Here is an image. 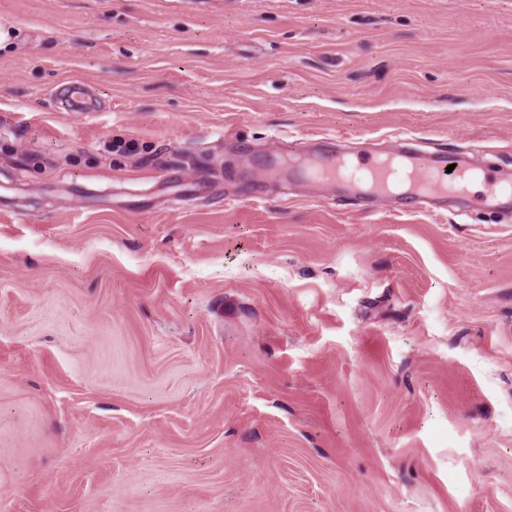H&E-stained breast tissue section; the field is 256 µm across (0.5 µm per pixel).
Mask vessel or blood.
Segmentation results:
<instances>
[{
  "instance_id": "obj_1",
  "label": "vessel or blood",
  "mask_w": 512,
  "mask_h": 512,
  "mask_svg": "<svg viewBox=\"0 0 512 512\" xmlns=\"http://www.w3.org/2000/svg\"><path fill=\"white\" fill-rule=\"evenodd\" d=\"M306 179L320 190L394 199L407 212H435L438 202L448 198L471 209L512 211V173L481 167L464 149H421L411 135L390 151L368 146L329 150L314 160ZM476 179L482 189L475 194L471 184Z\"/></svg>"
}]
</instances>
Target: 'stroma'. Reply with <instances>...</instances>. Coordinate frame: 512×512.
<instances>
[{"label": "stroma", "mask_w": 512, "mask_h": 512, "mask_svg": "<svg viewBox=\"0 0 512 512\" xmlns=\"http://www.w3.org/2000/svg\"><path fill=\"white\" fill-rule=\"evenodd\" d=\"M0 25V512H512V219L246 175L402 132L512 171V0Z\"/></svg>", "instance_id": "1"}]
</instances>
